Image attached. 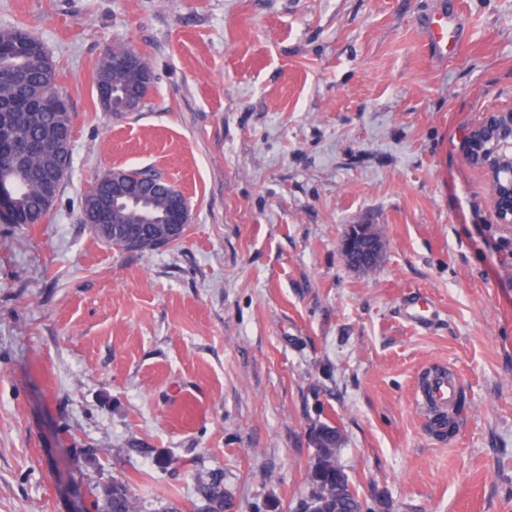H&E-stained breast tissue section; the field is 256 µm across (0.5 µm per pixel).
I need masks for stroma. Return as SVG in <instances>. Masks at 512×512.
<instances>
[{"label": "stroma", "instance_id": "1", "mask_svg": "<svg viewBox=\"0 0 512 512\" xmlns=\"http://www.w3.org/2000/svg\"><path fill=\"white\" fill-rule=\"evenodd\" d=\"M444 8L468 38L439 60L422 20ZM17 27L75 118L48 216L0 221V512H94L115 478L192 512L215 477L224 512H292L320 420L369 504L512 512V224L466 160L512 107V0H0ZM122 42L154 80L118 115L93 77ZM115 168L178 186L179 242L89 231ZM354 224L380 231L375 272L343 259ZM436 368L461 380L443 438L415 401Z\"/></svg>", "mask_w": 512, "mask_h": 512}]
</instances>
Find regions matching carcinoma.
Instances as JSON below:
<instances>
[{"instance_id": "1", "label": "carcinoma", "mask_w": 512, "mask_h": 512, "mask_svg": "<svg viewBox=\"0 0 512 512\" xmlns=\"http://www.w3.org/2000/svg\"><path fill=\"white\" fill-rule=\"evenodd\" d=\"M44 48L21 29L0 30V175L16 179L21 187L7 219L11 224H39L67 175L69 153L56 149L57 137L71 135L74 114L57 86L56 66L42 58ZM150 72L143 55L126 43L107 50L95 72L99 102L105 111L117 107L125 93L144 100L149 85L135 82ZM154 185L146 205L114 211L104 205L112 195V173L95 180L84 195L82 221L99 239L123 250L154 251L181 239L186 225L167 223L182 191L155 170H133L127 177L130 193L144 177ZM340 429L319 421L310 433L313 456L307 473V492L294 512H374L352 489L338 461ZM97 512H137L128 483L114 479L103 488ZM195 512H224V488L217 480L199 486Z\"/></svg>"}]
</instances>
